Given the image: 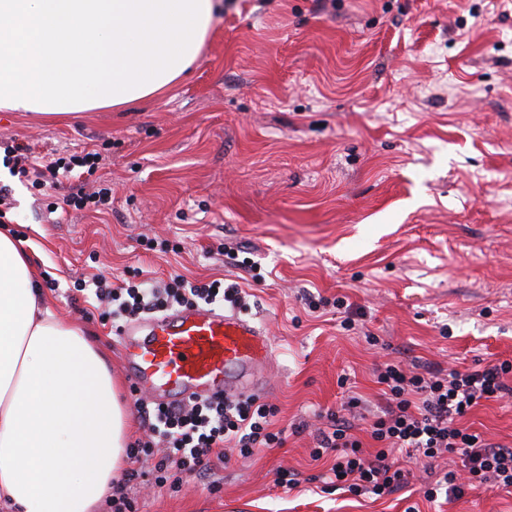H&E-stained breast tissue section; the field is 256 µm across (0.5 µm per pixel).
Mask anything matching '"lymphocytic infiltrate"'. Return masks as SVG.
<instances>
[{"label":"lymphocytic infiltrate","instance_id":"lymphocytic-infiltrate-1","mask_svg":"<svg viewBox=\"0 0 512 512\" xmlns=\"http://www.w3.org/2000/svg\"><path fill=\"white\" fill-rule=\"evenodd\" d=\"M5 158L18 174L33 176L36 185L48 182L64 187L66 203L75 208L100 212L108 203L109 188L88 187L100 164L95 153L40 166L33 162L27 147L13 143L6 146ZM91 283L96 299L110 307L117 328L141 316L186 306L238 308L246 298L239 283L191 281L181 275L171 277L160 288L141 283L113 288L98 275ZM511 373L508 361L463 372L436 369L419 373L392 362L377 365L375 376L383 387L385 407L368 429L376 447L363 451L350 416L360 402L349 398L342 411L329 414L314 434L313 459L328 454L334 457L322 475L325 484L356 496L391 494L406 487L410 464L430 468L456 455L461 471L443 472L428 484L424 490L427 500H435L441 493L458 497L464 486L477 483L512 489V446L493 442L464 423L483 403L512 399V386L505 381ZM134 406L148 436L136 441L129 451L131 466L124 482L112 488L111 512H134V501L127 492L130 482L148 477L156 487H173L183 476L204 474L212 461L223 460L225 447L247 456L258 447L283 446L286 440L284 430L272 428L277 407L254 397L223 395L176 405H155L139 398Z\"/></svg>","mask_w":512,"mask_h":512}]
</instances>
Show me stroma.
I'll return each instance as SVG.
<instances>
[{"label":"stroma","instance_id":"stroma-1","mask_svg":"<svg viewBox=\"0 0 512 512\" xmlns=\"http://www.w3.org/2000/svg\"><path fill=\"white\" fill-rule=\"evenodd\" d=\"M1 139L105 160L106 214L14 174L5 184L8 223L32 242L56 313L99 338L122 382L111 321L72 300L93 274L238 281L243 316L271 340L258 395L285 444L231 453L176 490L133 483L137 512H512V492L486 486L428 501L420 466L391 496L326 489L327 461L310 458L311 429L351 396L373 448L375 364L512 361V0H220L200 58L168 91L58 122L0 110ZM307 290L344 305L316 315ZM465 423L512 445V403Z\"/></svg>","mask_w":512,"mask_h":512}]
</instances>
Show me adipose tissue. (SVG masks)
I'll return each mask as SVG.
<instances>
[{
  "instance_id": "1",
  "label": "adipose tissue",
  "mask_w": 512,
  "mask_h": 512,
  "mask_svg": "<svg viewBox=\"0 0 512 512\" xmlns=\"http://www.w3.org/2000/svg\"><path fill=\"white\" fill-rule=\"evenodd\" d=\"M215 0H0V108L59 121L160 95L200 57ZM0 230V512H98L130 414L104 355L59 317Z\"/></svg>"
}]
</instances>
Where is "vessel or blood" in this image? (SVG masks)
Returning a JSON list of instances; mask_svg holds the SVG:
<instances>
[{
    "label": "vessel or blood",
    "instance_id": "obj_1",
    "mask_svg": "<svg viewBox=\"0 0 512 512\" xmlns=\"http://www.w3.org/2000/svg\"><path fill=\"white\" fill-rule=\"evenodd\" d=\"M118 336L136 391L163 403L246 387L271 353L269 337L253 321L216 308L139 319Z\"/></svg>",
    "mask_w": 512,
    "mask_h": 512
}]
</instances>
